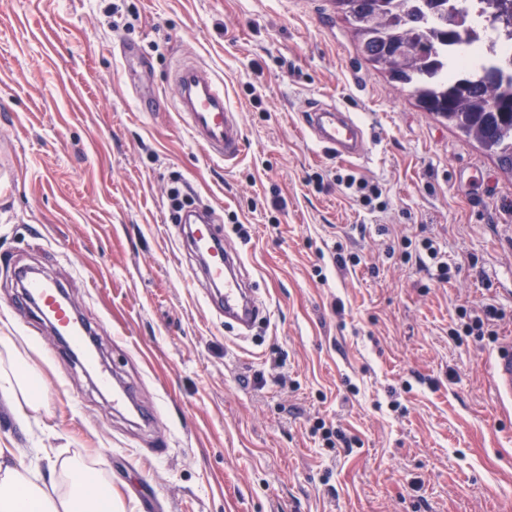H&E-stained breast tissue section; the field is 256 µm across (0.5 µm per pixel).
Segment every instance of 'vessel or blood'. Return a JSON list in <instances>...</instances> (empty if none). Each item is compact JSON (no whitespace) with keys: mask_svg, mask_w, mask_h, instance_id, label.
Masks as SVG:
<instances>
[{"mask_svg":"<svg viewBox=\"0 0 512 512\" xmlns=\"http://www.w3.org/2000/svg\"><path fill=\"white\" fill-rule=\"evenodd\" d=\"M176 108L192 137L206 156L230 161L245 149V134L238 110L228 101L221 80L196 62L180 61L174 71ZM307 134L332 149L342 159H357L367 152L365 129L353 113L334 103L310 102L301 114ZM187 228L183 247L202 259V271L213 286V309L225 323L239 330L252 329L265 312L264 303L248 289L241 276L242 261L219 231L209 211H183ZM22 285L19 302L47 318L55 333L69 337L71 347L91 344L93 329L71 309L62 287L54 280L15 267ZM496 393L512 398V343L499 350L492 363Z\"/></svg>","mask_w":512,"mask_h":512,"instance_id":"vessel-or-blood-1","label":"vessel or blood"}]
</instances>
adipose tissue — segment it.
Segmentation results:
<instances>
[{
	"mask_svg": "<svg viewBox=\"0 0 512 512\" xmlns=\"http://www.w3.org/2000/svg\"><path fill=\"white\" fill-rule=\"evenodd\" d=\"M0 397L18 405L16 413L44 405L39 372L18 354L13 337L0 336ZM11 449L0 448V512H117L112 485L84 462L70 458L62 469L69 482L65 489H48L34 480L29 468L13 464Z\"/></svg>",
	"mask_w": 512,
	"mask_h": 512,
	"instance_id": "adipose-tissue-1",
	"label": "adipose tissue"
}]
</instances>
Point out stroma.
Here are the masks:
<instances>
[{
	"label": "stroma",
	"mask_w": 512,
	"mask_h": 512,
	"mask_svg": "<svg viewBox=\"0 0 512 512\" xmlns=\"http://www.w3.org/2000/svg\"><path fill=\"white\" fill-rule=\"evenodd\" d=\"M184 57L241 113L234 162L178 116ZM315 99L358 115L363 158L303 131ZM176 186L266 305L247 334L206 304ZM427 238L447 280L416 258ZM15 264L64 285L154 427L49 355ZM488 305L495 335L468 334ZM0 334L46 398L26 425L0 399V448L40 478L82 458L122 512H512V400L489 369L512 337V171L366 62L335 0H0Z\"/></svg>",
	"instance_id": "obj_1"
}]
</instances>
